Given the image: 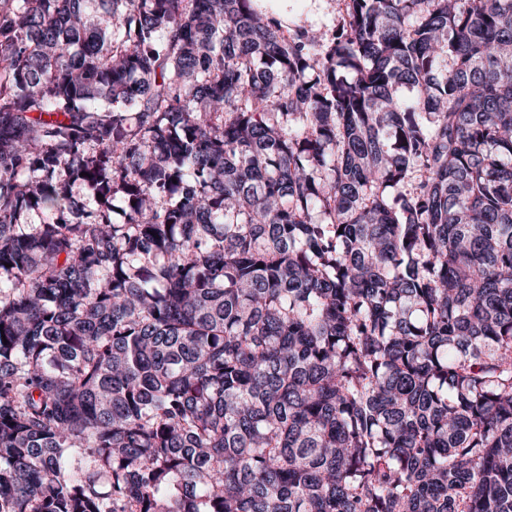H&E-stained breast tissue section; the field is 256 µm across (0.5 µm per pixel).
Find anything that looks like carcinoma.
I'll return each instance as SVG.
<instances>
[{"mask_svg":"<svg viewBox=\"0 0 512 512\" xmlns=\"http://www.w3.org/2000/svg\"><path fill=\"white\" fill-rule=\"evenodd\" d=\"M345 2L0 0V512H512V0ZM257 5L269 14L309 29L331 24L343 9L341 0H258Z\"/></svg>","mask_w":512,"mask_h":512,"instance_id":"cac0c4a2","label":"carcinoma"}]
</instances>
